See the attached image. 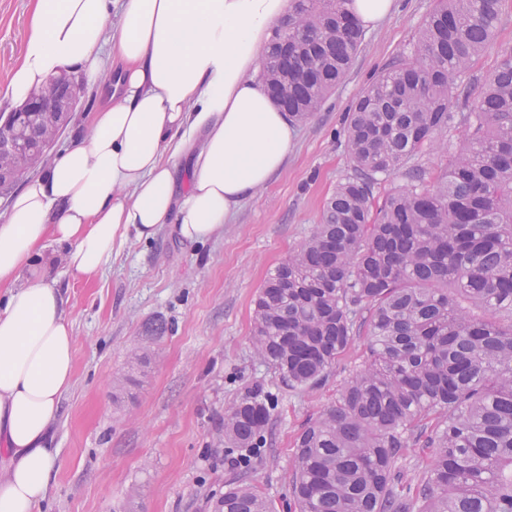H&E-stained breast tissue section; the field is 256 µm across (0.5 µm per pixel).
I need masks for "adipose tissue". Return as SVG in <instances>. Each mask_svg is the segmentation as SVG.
<instances>
[{
  "mask_svg": "<svg viewBox=\"0 0 512 512\" xmlns=\"http://www.w3.org/2000/svg\"><path fill=\"white\" fill-rule=\"evenodd\" d=\"M288 12L289 0H34L11 98L76 71L99 102L90 134L24 184L0 225V512H37L45 499L58 457L51 430L74 383L64 296L19 284L21 267L62 244L68 272L89 278L129 241L165 231L192 245L223 229L292 145L287 113L255 77Z\"/></svg>",
  "mask_w": 512,
  "mask_h": 512,
  "instance_id": "obj_1",
  "label": "adipose tissue"
}]
</instances>
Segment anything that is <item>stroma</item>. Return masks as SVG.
I'll return each instance as SVG.
<instances>
[{
	"instance_id": "obj_1",
	"label": "stroma",
	"mask_w": 512,
	"mask_h": 512,
	"mask_svg": "<svg viewBox=\"0 0 512 512\" xmlns=\"http://www.w3.org/2000/svg\"><path fill=\"white\" fill-rule=\"evenodd\" d=\"M435 5L400 0L389 19L365 27L346 78L309 120L294 124L285 167L208 241L192 247L164 232L134 241L88 279L67 271L56 245L23 265L20 283L64 291L74 336V384L53 429L57 469L40 512H212L241 470L240 449L224 441V410L255 384L275 408L250 456L249 479L271 512H295V439L364 365L368 339L354 337L319 386L294 392L254 354V302L267 276L320 222L349 168L346 112ZM31 12V0H0L1 115L14 106L8 81ZM510 51L512 0H501L495 36L462 86L477 92Z\"/></svg>"
}]
</instances>
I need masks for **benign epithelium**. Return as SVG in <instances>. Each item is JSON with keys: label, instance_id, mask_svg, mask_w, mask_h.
Segmentation results:
<instances>
[{"label": "benign epithelium", "instance_id": "benign-epithelium-1", "mask_svg": "<svg viewBox=\"0 0 512 512\" xmlns=\"http://www.w3.org/2000/svg\"><path fill=\"white\" fill-rule=\"evenodd\" d=\"M68 81L69 78L63 74L48 79L32 90L26 101L0 119L1 189L36 171L46 162L80 101L81 92L74 81H69L72 88L70 96H59L60 86ZM30 112L38 113L39 138L34 144L30 141L26 123V114Z\"/></svg>", "mask_w": 512, "mask_h": 512}]
</instances>
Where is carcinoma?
<instances>
[{"instance_id":"carcinoma-1","label":"carcinoma","mask_w":512,"mask_h":512,"mask_svg":"<svg viewBox=\"0 0 512 512\" xmlns=\"http://www.w3.org/2000/svg\"><path fill=\"white\" fill-rule=\"evenodd\" d=\"M501 0H437L406 49L349 110L350 166L322 222L265 280L252 345L288 389L320 383L352 338L368 358L295 441L299 512H512V54L451 111ZM364 40L346 0H294L261 77L294 123L346 76ZM460 122L461 140L448 138ZM448 164L424 185L415 163ZM405 185L375 201L391 178ZM272 396L224 411L233 448L260 447ZM431 449L403 495L397 461ZM215 512H269L242 477Z\"/></svg>"}]
</instances>
